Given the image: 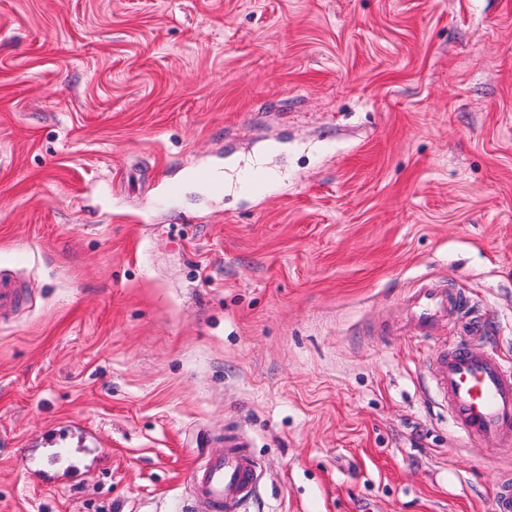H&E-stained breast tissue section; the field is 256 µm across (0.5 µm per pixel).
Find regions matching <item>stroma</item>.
Returning <instances> with one entry per match:
<instances>
[{
    "mask_svg": "<svg viewBox=\"0 0 512 512\" xmlns=\"http://www.w3.org/2000/svg\"><path fill=\"white\" fill-rule=\"evenodd\" d=\"M4 269L0 512H183L231 431L250 512H495L404 298L512 357V0H0ZM191 177L211 194L219 195L224 191V181L219 180L213 170L207 166L194 165L191 168ZM28 301L24 288L0 275V317L21 308Z\"/></svg>",
    "mask_w": 512,
    "mask_h": 512,
    "instance_id": "obj_1",
    "label": "stroma"
}]
</instances>
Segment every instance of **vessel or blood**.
I'll list each match as a JSON object with an SVG mask.
<instances>
[{
	"instance_id": "vessel-or-blood-1",
	"label": "vessel or blood",
	"mask_w": 512,
	"mask_h": 512,
	"mask_svg": "<svg viewBox=\"0 0 512 512\" xmlns=\"http://www.w3.org/2000/svg\"><path fill=\"white\" fill-rule=\"evenodd\" d=\"M192 179L207 192L224 190L209 167L196 165ZM28 300L24 288L0 276V316ZM412 335L434 336L440 326L455 329L433 368L432 389L447 406L456 430L474 444L499 442L512 436V360L496 344L476 350L471 340L485 333L480 318L469 316V299L447 283L421 282L405 299ZM259 463L238 438L229 436L221 454L211 456L191 474L192 512H243L260 482Z\"/></svg>"
}]
</instances>
